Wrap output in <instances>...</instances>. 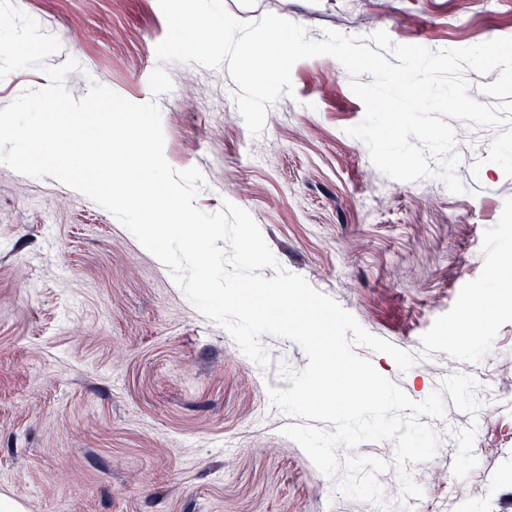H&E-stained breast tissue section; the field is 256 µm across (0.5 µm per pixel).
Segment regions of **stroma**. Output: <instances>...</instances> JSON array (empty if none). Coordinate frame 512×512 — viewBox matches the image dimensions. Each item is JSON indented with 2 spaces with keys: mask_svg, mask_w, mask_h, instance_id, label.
I'll return each instance as SVG.
<instances>
[{
  "mask_svg": "<svg viewBox=\"0 0 512 512\" xmlns=\"http://www.w3.org/2000/svg\"><path fill=\"white\" fill-rule=\"evenodd\" d=\"M223 0L242 22L272 13L323 40L332 29L397 44L463 48L512 37V0ZM60 43L45 61L80 68L64 84L74 98L89 76L124 98L156 101L164 156L198 168L196 200L247 210L280 265L334 299L371 334L410 352L400 370L358 348L412 400L433 392L449 367L477 382L469 415L446 404L436 471L420 497L401 494L392 441L355 455L387 462L378 477L389 512H512V122L453 120L463 193L436 176L392 179L348 135L364 118L345 68L333 57L292 68L293 92L267 108L252 135L235 103L227 67L160 63L167 34L158 0H13ZM165 68L173 88L153 96ZM503 272L504 286L489 279ZM495 307L487 349L449 341L475 300ZM259 366L202 315L110 212L52 177L0 163V500L22 512H380L343 495L284 435L293 417L275 407L289 388L281 366L303 370L294 341L265 335ZM475 427L477 465L448 497L455 433Z\"/></svg>",
  "mask_w": 512,
  "mask_h": 512,
  "instance_id": "35a3bbf8",
  "label": "stroma"
}]
</instances>
